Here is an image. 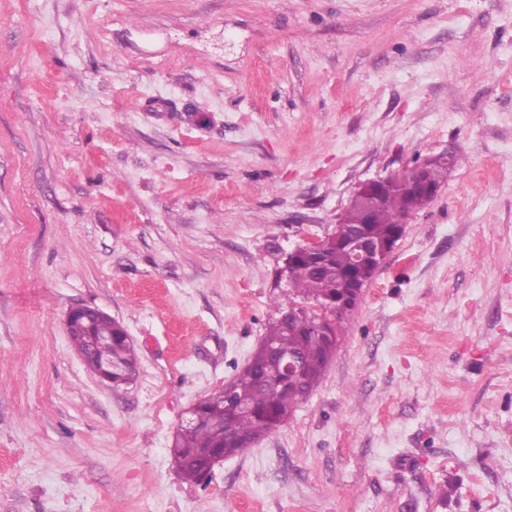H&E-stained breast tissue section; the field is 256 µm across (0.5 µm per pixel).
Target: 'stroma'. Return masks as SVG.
I'll use <instances>...</instances> for the list:
<instances>
[{"mask_svg": "<svg viewBox=\"0 0 512 512\" xmlns=\"http://www.w3.org/2000/svg\"><path fill=\"white\" fill-rule=\"evenodd\" d=\"M443 151L319 386L184 482L284 254ZM0 512H512V0H0ZM100 316H108V314L99 308L88 305L73 306L68 310L66 328L73 346L81 354L90 370L96 372L100 361L97 375L102 380L111 385L113 380L116 386L134 383L138 370V356L133 345L127 340L126 332H124V336H119L122 329L119 322L102 319L96 323L94 335L101 336L106 339V342L93 352L89 351L83 332H75L76 335L72 336V329L75 326L82 325L89 328L92 322Z\"/></svg>", "mask_w": 512, "mask_h": 512, "instance_id": "obj_1", "label": "stroma"}]
</instances>
